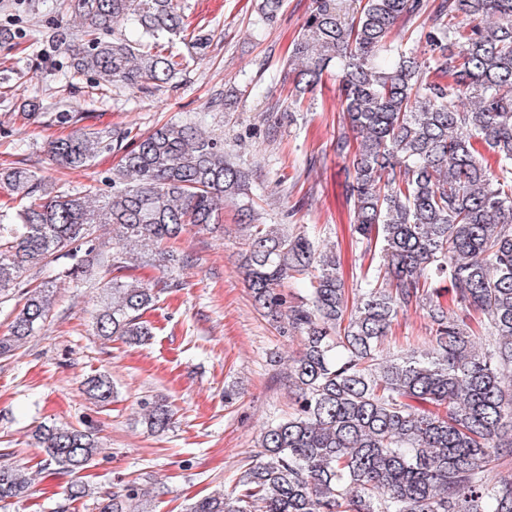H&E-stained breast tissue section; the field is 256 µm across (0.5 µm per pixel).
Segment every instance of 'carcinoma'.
<instances>
[{
  "mask_svg": "<svg viewBox=\"0 0 512 512\" xmlns=\"http://www.w3.org/2000/svg\"><path fill=\"white\" fill-rule=\"evenodd\" d=\"M315 0L289 56L295 96L339 69L336 155L349 159L345 193L360 256L349 297L335 249L306 230L264 224L248 175L224 144L192 124L82 132L53 140L56 164L88 169L124 150L103 207L90 194L47 186L24 167L0 182L26 201L0 224V297L27 265L45 266L85 247L78 269L105 271L136 256L174 267L163 244L216 228L224 204L245 224L244 280L255 307L300 334L285 379L288 416L264 427L241 466L236 491L197 500L190 512H512V0ZM79 20L51 34L72 53L63 76L93 73L101 88L169 85L184 58L157 47L179 38L205 51L210 30L188 31L179 0H63ZM420 30L424 50L394 45L398 24ZM83 47L74 50L75 41ZM490 153L494 165L480 161ZM112 226L122 250L94 244ZM302 285L288 300L285 283ZM96 335L127 344L152 335L142 319L155 298L138 281L109 280ZM451 295L453 308L441 302ZM47 285L24 293L8 356L44 327ZM423 313L429 336L387 346L398 316ZM84 394L112 400V380L92 375ZM153 431L169 428L163 398L141 403ZM32 444L59 473L87 468L98 437L71 424H39ZM26 468L0 464V502L30 491ZM151 491L133 481L97 497L98 512H148Z\"/></svg>",
  "mask_w": 512,
  "mask_h": 512,
  "instance_id": "obj_1",
  "label": "carcinoma"
}]
</instances>
